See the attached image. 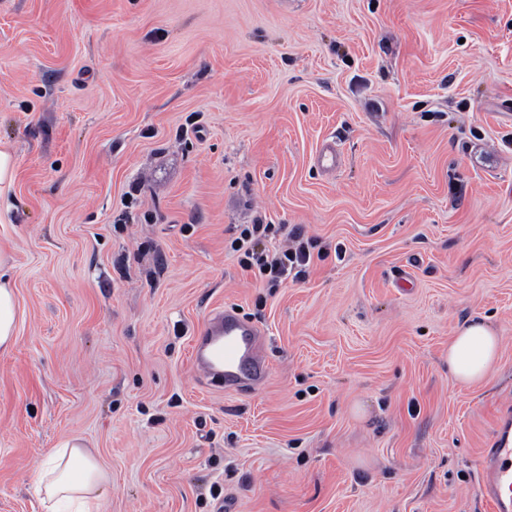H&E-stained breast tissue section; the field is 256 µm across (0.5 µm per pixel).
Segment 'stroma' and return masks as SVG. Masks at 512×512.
Masks as SVG:
<instances>
[{"mask_svg":"<svg viewBox=\"0 0 512 512\" xmlns=\"http://www.w3.org/2000/svg\"><path fill=\"white\" fill-rule=\"evenodd\" d=\"M335 141L336 171L316 154ZM0 512L78 438L100 512H491L512 407V0H0ZM263 220L314 257L276 288ZM266 333L245 396L196 375L217 308ZM502 338L479 386L448 343ZM16 177V159L11 147L0 142V223H2V212L9 211L10 202L8 199ZM279 230L274 224H247L241 229L239 237L230 243L233 252H241L240 265L246 270L256 266L272 287L278 286L295 270V276L301 274L312 259L308 246L303 243L292 246L287 244L272 256L265 253V249L259 252L258 247L272 237L275 238ZM8 271V258L0 252V353L12 349L18 331L17 301ZM500 358V338L484 321L475 320L457 328L448 343V374L456 385L482 384ZM507 416L491 447L485 448L481 464L480 493L493 512L512 511V419Z\"/></svg>","mask_w":512,"mask_h":512,"instance_id":"1","label":"stroma"}]
</instances>
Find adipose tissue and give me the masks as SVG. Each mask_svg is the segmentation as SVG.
Instances as JSON below:
<instances>
[{"label": "adipose tissue", "mask_w": 512, "mask_h": 512, "mask_svg": "<svg viewBox=\"0 0 512 512\" xmlns=\"http://www.w3.org/2000/svg\"><path fill=\"white\" fill-rule=\"evenodd\" d=\"M8 258L0 254V353L15 344L17 301L8 276ZM500 358V339L485 322L458 327L448 344V374L456 385L482 384ZM109 475L92 449L78 441L53 449L33 477L44 512H97Z\"/></svg>", "instance_id": "1"}]
</instances>
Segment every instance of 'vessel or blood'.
Listing matches in <instances>:
<instances>
[{
    "label": "vessel or blood",
    "instance_id": "b4317fda",
    "mask_svg": "<svg viewBox=\"0 0 512 512\" xmlns=\"http://www.w3.org/2000/svg\"><path fill=\"white\" fill-rule=\"evenodd\" d=\"M191 363L207 385L248 394L265 385L264 332L234 308L211 314L192 339ZM480 493L493 512H512V422L503 421L481 464Z\"/></svg>",
    "mask_w": 512,
    "mask_h": 512
}]
</instances>
